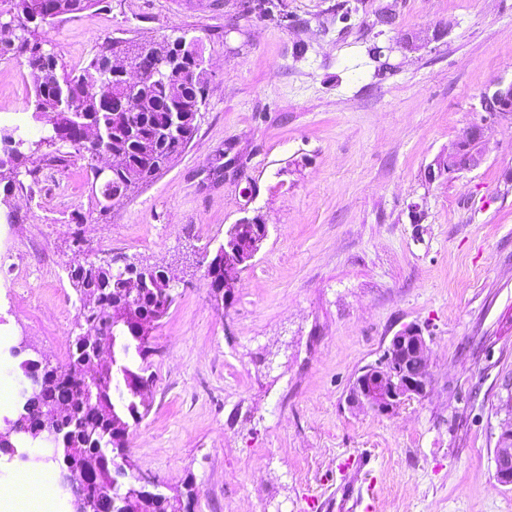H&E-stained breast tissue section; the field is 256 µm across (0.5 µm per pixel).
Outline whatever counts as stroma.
I'll use <instances>...</instances> for the list:
<instances>
[{
	"label": "stroma",
	"mask_w": 512,
	"mask_h": 512,
	"mask_svg": "<svg viewBox=\"0 0 512 512\" xmlns=\"http://www.w3.org/2000/svg\"><path fill=\"white\" fill-rule=\"evenodd\" d=\"M41 35L76 73L111 39H198L208 96L185 151L107 217L83 160L0 191V253L24 257L0 265V429L23 382L11 348L68 362V266L123 254L177 278L129 448L166 494L196 492L191 512H512L495 479L512 417V113L487 123L478 107L512 79V0H107ZM31 97L26 66L0 60V122L29 120ZM478 123L481 166L429 178ZM256 214L268 236L216 307L202 258ZM409 326L430 347L426 395L350 409L355 376ZM13 441L0 512H70L58 481L27 493L37 448Z\"/></svg>",
	"instance_id": "1"
}]
</instances>
